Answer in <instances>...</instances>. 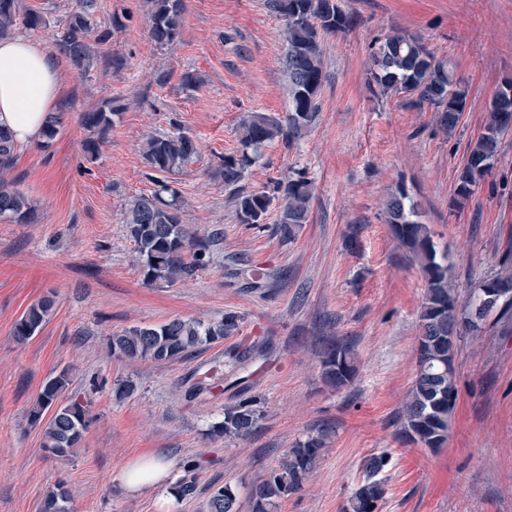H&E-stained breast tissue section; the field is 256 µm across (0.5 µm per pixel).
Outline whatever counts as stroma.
<instances>
[{
  "label": "stroma",
  "mask_w": 512,
  "mask_h": 512,
  "mask_svg": "<svg viewBox=\"0 0 512 512\" xmlns=\"http://www.w3.org/2000/svg\"><path fill=\"white\" fill-rule=\"evenodd\" d=\"M46 26L27 36L55 49L75 0H22ZM352 30L322 36L324 79L314 124L292 146L261 148L242 186L263 188L307 170L314 198L294 240L276 214L238 223L216 172L238 151V124L250 112L285 117L287 46L265 0H184L178 40L159 47L149 35L151 0H98L94 18L112 32L93 44L95 63L66 75L55 110L60 131L49 149L17 148L8 172L33 214L0 219V512H41L57 483L69 512H160L161 496L181 480L197 484L174 512H205L214 489L246 490L280 464L296 441L321 427L330 443L301 489L279 512H342L364 479V462L388 454L387 493L378 512H512V318H488L466 335L456 357L458 397L444 448L401 437L397 412L416 369L424 282L392 235L385 201L405 192L439 250L448 254L460 295L512 260V130L495 168L463 212L450 207L468 142L503 79L512 78V0H343ZM422 39L449 60L468 89L453 137L429 107H414L368 83V46L380 35ZM122 59L106 68L105 57ZM192 75L194 84L183 81ZM123 111L95 154L82 113L108 99ZM189 133L200 154L171 181L190 230H220L204 269L167 286L148 285L133 260L124 224L138 195L156 188L142 156L152 135ZM264 268L270 286L250 292L244 270ZM54 307L41 330L18 341L17 320L36 301ZM238 317L233 335L167 364L112 357V334L172 318ZM352 347L356 374L341 390L321 369L327 339ZM265 342L243 386H230L224 351ZM68 371L63 400L90 404L91 422L73 455L42 448L44 426L29 411L43 383ZM208 374L212 392L189 401L184 379ZM132 394H115L119 382ZM260 399L263 418L245 439L224 441L210 428L240 399ZM171 464V482L129 494L117 473L149 454Z\"/></svg>",
  "instance_id": "1"
}]
</instances>
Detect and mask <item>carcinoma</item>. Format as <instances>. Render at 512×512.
<instances>
[{
  "instance_id": "obj_1",
  "label": "carcinoma",
  "mask_w": 512,
  "mask_h": 512,
  "mask_svg": "<svg viewBox=\"0 0 512 512\" xmlns=\"http://www.w3.org/2000/svg\"><path fill=\"white\" fill-rule=\"evenodd\" d=\"M268 10L283 22L282 35L287 44L285 68L288 77L289 110L281 120L263 112H250L239 125V150L226 155L218 174L224 186L236 190V216L241 224H262L269 212L279 208L278 224L284 237L292 240L307 223L314 197L313 181L306 173L293 171L288 176L260 190L244 191L238 184L258 159L259 150L276 140L290 146L313 124L319 112L318 93L323 82V51L320 35L350 30L357 24L342 0H266ZM97 0H76L73 10L57 35L62 56L77 71L86 72L93 65L88 35L96 33L98 43L107 42L109 30L94 26ZM183 0H153L149 35L161 47L173 44L180 36ZM29 30L46 27L43 16L33 10L20 11L19 0H0V38L14 34L17 24ZM371 80L384 94L400 96L437 112L442 131L451 136L456 131L467 105L468 90L447 61L439 59L422 40L411 35L376 38L370 47ZM122 105L107 101L82 115L90 131L83 150L94 154L113 124ZM512 118V94L494 93L479 135L466 149L465 161L457 176L451 206L462 212L499 157L502 137ZM61 118L52 112L41 131L40 145L47 148L59 133ZM16 144L0 128V218L30 219L31 210L15 182L4 177L10 167ZM198 153V145L189 134L153 135L143 145L148 166L159 173L171 174L183 168ZM387 222L394 237L412 262L421 269L425 296L419 313L416 349V374L406 400L398 413L401 433L411 442L437 450L449 437L451 418L457 402L456 368L453 359L457 341L464 333L478 334L483 321L467 317L466 306L484 298L487 288L498 293L491 310L504 314L512 308V276L501 273L482 280L469 298L463 300L452 285L448 253H438L429 227L419 221L417 204L404 191L385 204ZM125 224L134 241V261L149 285L172 284L194 276L207 263L210 242L207 237L190 232L180 217L178 191L159 182V189L134 199L126 212ZM52 299L42 298L32 304L15 323L13 334L25 341L39 330L49 315ZM238 329L237 316L228 313L219 322L173 318L159 325L136 326L116 333L108 340L114 357L170 363L181 360L195 349L232 335ZM324 380L340 390L354 378L353 351L338 341L327 344L321 359ZM69 384L66 370L47 379L36 403L29 411L32 422L42 420L45 411L54 408L46 423L43 450L64 459L82 440L89 423L88 405L74 400L55 405ZM262 419L256 399L250 397L224 408V420L213 426V433L227 441L252 434ZM330 430L322 428L306 436L289 449L284 460L247 491L252 512H277L280 500L297 492L305 477L319 463L327 447ZM388 464L386 455L371 456L364 462L365 479L343 506V512H376L386 494L379 474ZM237 488L224 484L208 499V512H238ZM70 494L59 483L44 497L41 512H67Z\"/></svg>"
}]
</instances>
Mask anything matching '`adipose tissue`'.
I'll return each mask as SVG.
<instances>
[{
	"mask_svg": "<svg viewBox=\"0 0 512 512\" xmlns=\"http://www.w3.org/2000/svg\"><path fill=\"white\" fill-rule=\"evenodd\" d=\"M62 83L58 60L42 45L20 36L0 39V125L9 128L17 145L39 140ZM170 473L166 461L151 455L125 466L117 479L137 494L164 485Z\"/></svg>",
	"mask_w": 512,
	"mask_h": 512,
	"instance_id": "adipose-tissue-1",
	"label": "adipose tissue"
}]
</instances>
